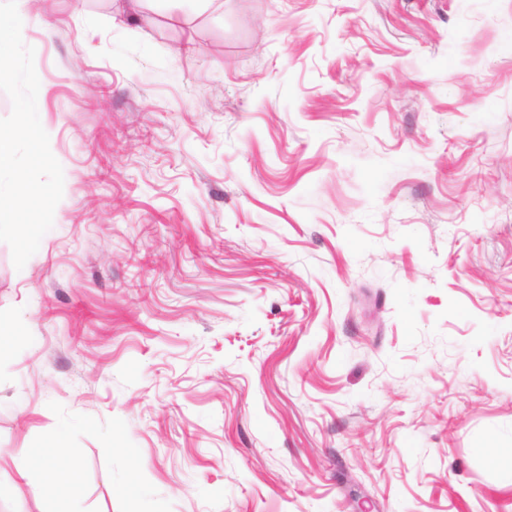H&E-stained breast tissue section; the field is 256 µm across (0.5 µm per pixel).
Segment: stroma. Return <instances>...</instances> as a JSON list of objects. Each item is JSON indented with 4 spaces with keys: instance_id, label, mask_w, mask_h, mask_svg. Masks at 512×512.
<instances>
[{
    "instance_id": "stroma-1",
    "label": "stroma",
    "mask_w": 512,
    "mask_h": 512,
    "mask_svg": "<svg viewBox=\"0 0 512 512\" xmlns=\"http://www.w3.org/2000/svg\"><path fill=\"white\" fill-rule=\"evenodd\" d=\"M17 9L0 512H512V0ZM64 448H47L43 466L39 474V487L56 486L71 481L76 473L77 463L71 459L66 467H60L57 459Z\"/></svg>"
}]
</instances>
